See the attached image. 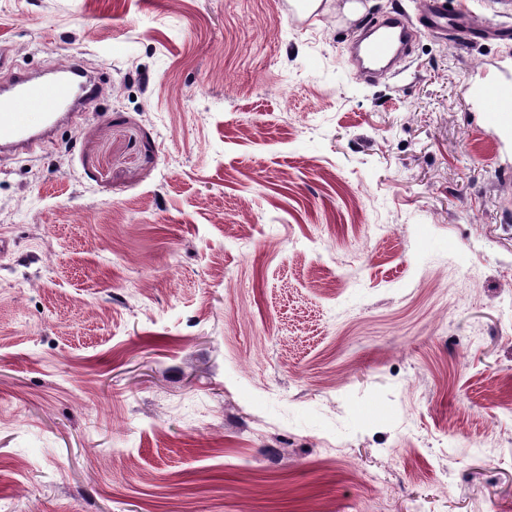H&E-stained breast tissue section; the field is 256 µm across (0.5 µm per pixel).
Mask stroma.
<instances>
[{
	"label": "stroma",
	"mask_w": 512,
	"mask_h": 512,
	"mask_svg": "<svg viewBox=\"0 0 512 512\" xmlns=\"http://www.w3.org/2000/svg\"><path fill=\"white\" fill-rule=\"evenodd\" d=\"M344 2L0 0L104 82L0 160V512H512V53ZM420 3L416 27L400 11L366 23V30L373 32V36L361 44L362 61L357 70L360 80L366 81L377 71L400 64L408 55L406 49L413 33L448 34L463 29L472 37L482 38L487 32V23L470 13L448 8L447 0H421ZM477 96L482 112L499 128H512V78L495 77L481 87Z\"/></svg>",
	"instance_id": "obj_1"
}]
</instances>
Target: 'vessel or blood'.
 I'll return each mask as SVG.
<instances>
[{"mask_svg":"<svg viewBox=\"0 0 512 512\" xmlns=\"http://www.w3.org/2000/svg\"><path fill=\"white\" fill-rule=\"evenodd\" d=\"M487 28V23L472 14L449 7L448 0H421L418 20L397 11L369 21L370 36L361 44L357 76L366 80L400 64L414 32L461 30L480 38ZM101 81L100 75L90 73L78 59L58 65L52 78L11 71L9 81L0 86V157L29 153L47 142L60 123L74 116L86 100L99 95ZM477 96L492 124L512 128L511 77L491 79Z\"/></svg>","mask_w":512,"mask_h":512,"instance_id":"obj_1","label":"vessel or blood"}]
</instances>
